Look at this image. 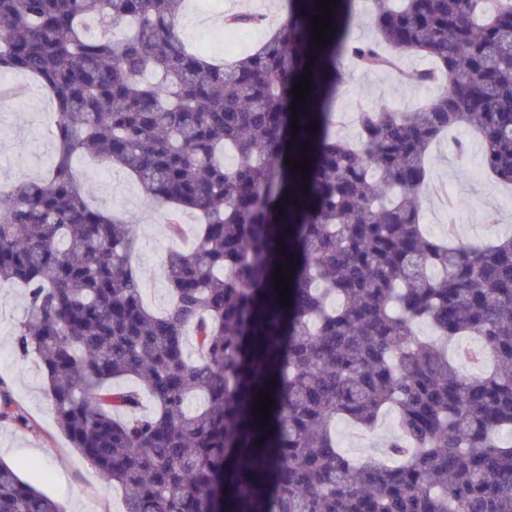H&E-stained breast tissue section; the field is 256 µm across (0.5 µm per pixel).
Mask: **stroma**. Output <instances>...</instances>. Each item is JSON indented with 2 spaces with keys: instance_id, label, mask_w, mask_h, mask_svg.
I'll return each mask as SVG.
<instances>
[{
  "instance_id": "35a3bbf8",
  "label": "stroma",
  "mask_w": 512,
  "mask_h": 512,
  "mask_svg": "<svg viewBox=\"0 0 512 512\" xmlns=\"http://www.w3.org/2000/svg\"><path fill=\"white\" fill-rule=\"evenodd\" d=\"M231 13L258 14L263 26L233 30L225 27ZM286 16L284 0H187L179 19L181 36L204 53L230 58L260 47L273 27ZM343 65L351 77L336 95L335 110L344 118L337 135L356 138L355 113L382 103L408 108L429 99L435 88L406 83L387 72L356 70ZM0 84L20 88L10 105L0 108V186L24 177L42 175L52 164L51 135L55 106L50 95L31 76L0 72ZM468 144L465 156L451 144ZM430 183L421 190L423 222L431 236L454 232L460 242L483 244L512 235V187L498 183L485 171L481 141L464 127L436 141L428 158ZM74 168L89 191L91 204L128 214L136 224L134 258L144 272V296L155 310L168 304L162 264L178 241L167 234L166 205L146 201L137 183L96 162L79 158ZM494 214L495 223L485 221ZM24 292L0 287V394L9 395L21 421L0 419V459L17 467L19 475L52 499L65 512H123L124 498L111 480L71 447L54 422L45 397V381L32 358L21 357L13 332L26 315ZM392 413L383 414L369 431L346 421L336 424V439L353 459L380 458L387 438L396 434Z\"/></svg>"
}]
</instances>
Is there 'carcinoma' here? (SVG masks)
<instances>
[{"instance_id": "1", "label": "carcinoma", "mask_w": 512, "mask_h": 512, "mask_svg": "<svg viewBox=\"0 0 512 512\" xmlns=\"http://www.w3.org/2000/svg\"><path fill=\"white\" fill-rule=\"evenodd\" d=\"M287 2L263 46L218 63L181 38L185 0H0V69L38 77L56 106L49 174L0 190V285L26 290L16 348L124 512H512V237H432L418 196L431 144L460 126L512 184V0H373V41L351 39L355 0H338L318 48L315 0ZM410 54L435 67L404 79L439 92L336 136L339 59L390 70ZM300 155L306 176L285 163ZM78 156L166 204L175 237L200 216L167 255L164 310L143 300L134 225L88 202ZM419 322L446 344L475 337L492 369L463 373ZM389 409L385 459L346 457L335 422L371 428ZM0 512L64 510L0 461Z\"/></svg>"}]
</instances>
